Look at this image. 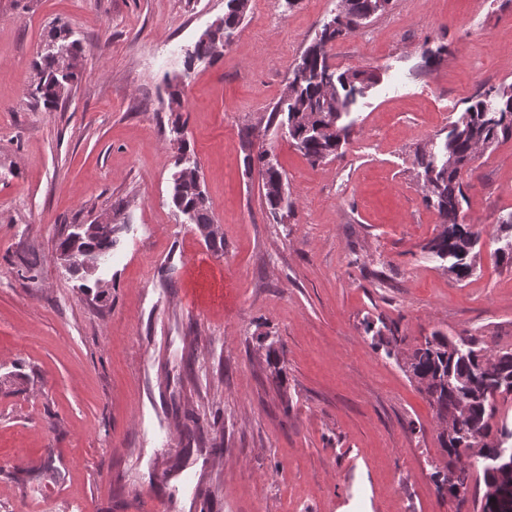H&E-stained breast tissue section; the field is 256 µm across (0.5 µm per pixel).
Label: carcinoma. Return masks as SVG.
Returning a JSON list of instances; mask_svg holds the SVG:
<instances>
[{"instance_id": "1", "label": "carcinoma", "mask_w": 512, "mask_h": 512, "mask_svg": "<svg viewBox=\"0 0 512 512\" xmlns=\"http://www.w3.org/2000/svg\"><path fill=\"white\" fill-rule=\"evenodd\" d=\"M344 9L336 10L325 23L317 40L301 55L304 67L294 66L285 91L270 113L269 121L286 116L288 138L313 164L333 160L348 141L354 120L350 119L357 97L377 81L372 72L344 70L329 63L327 46L359 29V19L372 17L386 10L389 0H344ZM248 0H227L224 17L198 39L188 53L186 65L196 59L213 60L224 39L234 35L247 9ZM84 52L82 43L72 38L65 25L52 27L35 64V75L28 95L46 110L67 99L80 72L75 60ZM178 134V153L173 178L171 203L185 217H192L197 228L207 229L214 223L208 198L201 181L187 172L193 151L182 136V127L174 125ZM251 133L245 134L246 168H257L261 177L266 206L278 215L288 206L281 193L282 173L268 160V153L251 152ZM512 139V83L491 87L472 97L469 105L452 123L443 144L425 143L415 152L417 176L422 181L426 201L438 212L441 230L425 249L443 262L441 268L458 281L468 278L476 269L480 232L474 225L460 221L463 203L467 201V185L463 172L476 159L475 148L487 152L495 145ZM114 226L110 224H78L75 230L62 233L58 248L74 252L71 273H89L112 257ZM495 237L505 241L497 249L500 262L512 266V213L496 227ZM367 334L384 347L387 355L394 354L400 339L384 336L374 330L373 323L364 326ZM417 384L428 396L437 418L453 419L454 435L441 432L440 447L449 458L448 471L456 469L453 461L462 456L471 459L465 476L474 481V489H490L506 483L512 485V469L487 470V461L476 456L468 435L478 434L484 440L483 449L496 450V441L507 447L512 443V430L503 426L493 429L492 420L498 400L512 399V349L488 350L478 346L473 336L451 338L434 332L409 353ZM266 362L272 368L274 382L283 373L284 359L276 349L268 347Z\"/></svg>"}]
</instances>
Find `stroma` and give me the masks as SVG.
<instances>
[{"label": "stroma", "mask_w": 512, "mask_h": 512, "mask_svg": "<svg viewBox=\"0 0 512 512\" xmlns=\"http://www.w3.org/2000/svg\"><path fill=\"white\" fill-rule=\"evenodd\" d=\"M338 4L252 2L221 55L189 67L226 0H0V512H480L438 490L435 412L364 324L406 349L435 331L512 348V267L493 238L512 213V140L464 175L480 254L462 281L424 249L439 217L413 165L477 91L512 83V0H391L329 44L334 67L382 79L341 157L314 165L268 119ZM58 24L85 53L46 112L27 89ZM442 45L424 67L422 47ZM177 119L223 252L171 204ZM247 131L287 177L283 220L244 166ZM104 213L100 298L56 253L61 229ZM218 288L223 306L185 302ZM47 462L37 502L22 477Z\"/></svg>", "instance_id": "stroma-1"}]
</instances>
